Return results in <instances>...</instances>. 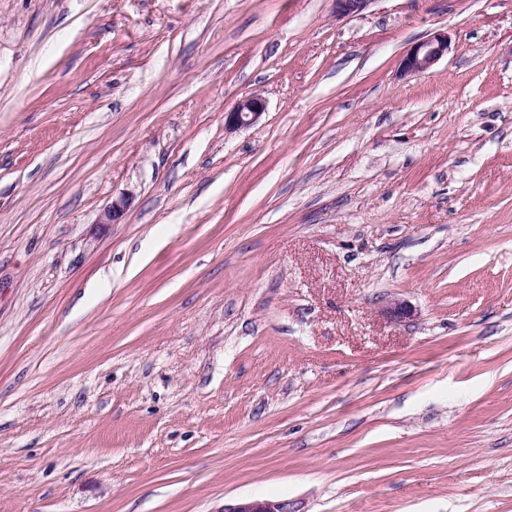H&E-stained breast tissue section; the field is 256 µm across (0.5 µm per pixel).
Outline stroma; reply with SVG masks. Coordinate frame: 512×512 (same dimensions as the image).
<instances>
[{
	"label": "stroma",
	"mask_w": 512,
	"mask_h": 512,
	"mask_svg": "<svg viewBox=\"0 0 512 512\" xmlns=\"http://www.w3.org/2000/svg\"><path fill=\"white\" fill-rule=\"evenodd\" d=\"M242 498L512 512V0H0V512ZM448 47L447 32L435 33L410 48L401 61V71L405 74H417L428 70L447 55ZM266 111V102L262 97L249 96L242 100L231 112H225V128L235 131L242 127L257 124Z\"/></svg>",
	"instance_id": "1"
}]
</instances>
